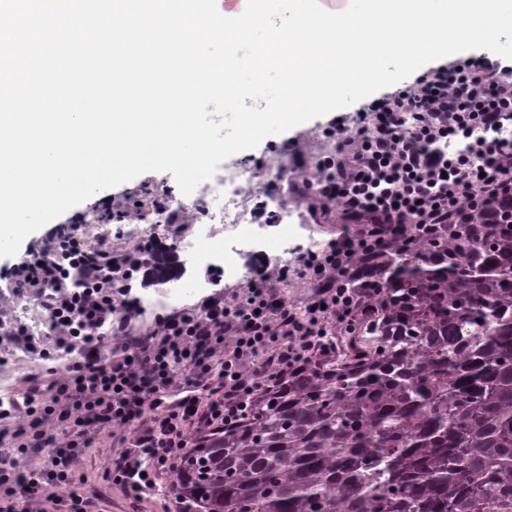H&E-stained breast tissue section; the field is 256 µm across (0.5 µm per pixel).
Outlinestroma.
I'll return each mask as SVG.
<instances>
[{
	"mask_svg": "<svg viewBox=\"0 0 512 512\" xmlns=\"http://www.w3.org/2000/svg\"><path fill=\"white\" fill-rule=\"evenodd\" d=\"M361 108V103H354L287 132L265 138L256 148L239 151L230 156V163L251 170L277 165L287 167V181L269 186L256 180L246 184L245 193L257 197L273 192L291 198L302 218L301 223H293L292 220L265 209L255 214L252 223L227 230L220 224H198L196 214L183 208L173 211L171 223L164 226L147 224L133 217L120 224H105L108 241L115 248H126L128 233L135 229L142 241H149L173 251L186 267L185 275L178 280L179 285L188 289L184 306L196 304L205 296L207 287L215 284L223 286L227 295L237 294L239 280L222 273L220 260L210 257V250L221 249L228 254L243 250V264L255 269L266 263L276 267L294 262V255L281 250L282 241L304 246L313 236L326 242L338 238L341 223L336 210H320L313 192L304 190L303 184L309 174L311 160L323 154L328 125L335 120L344 121L349 127L358 124ZM146 187L159 190L169 199L180 193L171 173L147 172L93 195L58 216L57 221L68 224L72 220H79V234H90V221L110 207L113 198L129 196ZM111 444L109 433H102L97 448L91 449L80 460L78 467L89 478L86 486L88 493L101 497L105 512H126L125 499L119 491L112 488L106 478L112 455Z\"/></svg>",
	"mask_w": 512,
	"mask_h": 512,
	"instance_id": "stroma-1",
	"label": "stroma"
}]
</instances>
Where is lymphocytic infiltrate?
Instances as JSON below:
<instances>
[{
    "mask_svg": "<svg viewBox=\"0 0 512 512\" xmlns=\"http://www.w3.org/2000/svg\"><path fill=\"white\" fill-rule=\"evenodd\" d=\"M352 148L325 158L317 200L334 204L343 235L293 267L251 280L244 295L215 290L189 309L156 313L133 327L135 273L151 246L112 251L73 226L56 225L42 248L18 263L0 291L41 309L42 330L16 320L6 333L43 360L76 357L59 375L0 403V512H98L77 466L104 431L120 432L108 473L132 512L174 478L195 438L232 418L243 397L275 375L329 354L328 338L354 304L349 260L402 231L457 224L512 199V60L445 63L394 95L370 102ZM312 288L303 302L278 295L288 276ZM191 384L196 396L161 405L159 395Z\"/></svg>",
    "mask_w": 512,
    "mask_h": 512,
    "instance_id": "f902f5d3",
    "label": "lymphocytic infiltrate"
}]
</instances>
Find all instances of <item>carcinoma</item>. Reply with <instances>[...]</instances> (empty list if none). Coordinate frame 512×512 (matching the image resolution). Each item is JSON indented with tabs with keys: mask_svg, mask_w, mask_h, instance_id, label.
<instances>
[{
	"mask_svg": "<svg viewBox=\"0 0 512 512\" xmlns=\"http://www.w3.org/2000/svg\"><path fill=\"white\" fill-rule=\"evenodd\" d=\"M336 351L185 451L198 512H512V209L357 255ZM152 277H180L158 251Z\"/></svg>",
	"mask_w": 512,
	"mask_h": 512,
	"instance_id": "carcinoma-1",
	"label": "carcinoma"
}]
</instances>
